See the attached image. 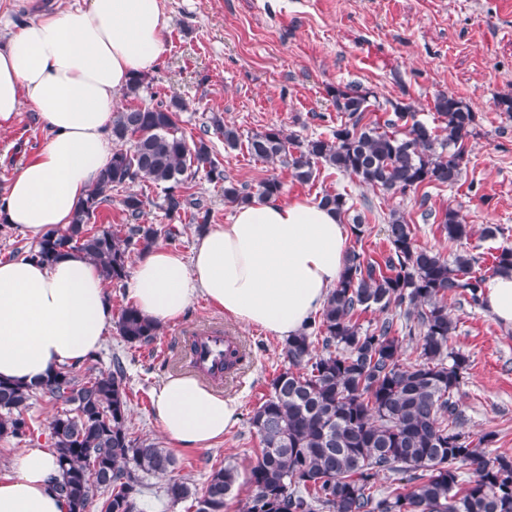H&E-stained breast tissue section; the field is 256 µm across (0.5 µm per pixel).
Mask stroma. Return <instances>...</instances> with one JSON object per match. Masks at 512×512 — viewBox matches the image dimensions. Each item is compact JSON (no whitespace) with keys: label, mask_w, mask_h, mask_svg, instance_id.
Masks as SVG:
<instances>
[{"label":"stroma","mask_w":512,"mask_h":512,"mask_svg":"<svg viewBox=\"0 0 512 512\" xmlns=\"http://www.w3.org/2000/svg\"><path fill=\"white\" fill-rule=\"evenodd\" d=\"M168 19L166 49L138 96L118 94V107L154 106L180 99L177 125L187 139L208 140L213 158L229 181L256 190L277 176L286 200H319L324 192L346 194L355 207L370 203L368 226L354 247L379 261L387 252L384 226L399 211L415 227L418 246L445 258L459 253L491 256L512 248V116L500 99L512 97V0H162ZM359 85L379 104L402 102L419 120L437 127L436 95L461 98L476 114V129L466 142V168L452 188L387 194L317 164L316 176L296 181L281 163L261 162L246 149L229 150L208 131L217 115L248 137L279 128L298 139L330 136L341 115L336 89ZM47 131L30 104H23L13 126L0 131V192L20 166L46 143ZM129 190L144 194L143 220L166 223L161 187L137 182ZM126 190V191H129ZM116 190L94 226L125 223ZM455 209L470 227L468 239L451 242L436 225L420 218L422 208ZM501 227L484 236L489 225ZM457 323L450 346L468 359L459 389L467 428L492 434L487 460L512 457V329L481 306L449 303ZM223 329L245 342L250 359L233 383H211L216 393L241 403L238 423L220 441L203 448L172 447L174 478L203 488L210 472L231 462L253 464L258 439L250 417L269 392L270 380L288 366L283 341L224 316L197 298L175 323L160 327L147 345L127 344L111 330L98 351L102 367L113 358L124 364L131 399L128 427L141 437L162 440L153 412L152 392L171 376L187 373L184 334L200 326ZM56 411L46 397L29 402L35 432L24 444L0 441V475L20 447L50 445L49 422Z\"/></svg>","instance_id":"obj_1"}]
</instances>
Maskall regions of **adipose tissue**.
<instances>
[{
  "mask_svg": "<svg viewBox=\"0 0 512 512\" xmlns=\"http://www.w3.org/2000/svg\"><path fill=\"white\" fill-rule=\"evenodd\" d=\"M27 20L0 46V130L30 103L49 129L0 198V223L40 238L65 228L112 158L115 96L154 71L165 51L161 0H75L45 8L13 0ZM350 230L319 203L272 198L209 224L190 256L163 246L137 263L127 292L157 326L179 320L197 297L238 323L278 339L300 333L345 267ZM485 309L512 327V272L484 288ZM112 326L107 282L94 262L66 251L52 264L0 259V377L28 385L95 354ZM160 430L185 448L223 438L240 403L189 377L152 393ZM0 478V512H66L54 491L57 458L24 448Z\"/></svg>",
  "mask_w": 512,
  "mask_h": 512,
  "instance_id": "1",
  "label": "adipose tissue"
}]
</instances>
